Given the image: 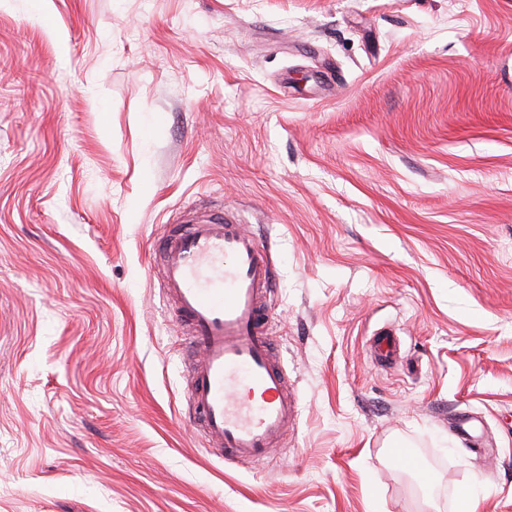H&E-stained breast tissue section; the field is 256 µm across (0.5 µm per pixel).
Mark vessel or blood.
Instances as JSON below:
<instances>
[{"instance_id": "1", "label": "vessel or blood", "mask_w": 512, "mask_h": 512, "mask_svg": "<svg viewBox=\"0 0 512 512\" xmlns=\"http://www.w3.org/2000/svg\"><path fill=\"white\" fill-rule=\"evenodd\" d=\"M161 281L193 359L190 420L225 462L266 459L299 415L265 322L275 285L268 251L223 213L197 215L166 241ZM400 358L391 335L376 337L378 365Z\"/></svg>"}]
</instances>
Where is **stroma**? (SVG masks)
I'll use <instances>...</instances> for the list:
<instances>
[{"label": "stroma", "instance_id": "stroma-1", "mask_svg": "<svg viewBox=\"0 0 512 512\" xmlns=\"http://www.w3.org/2000/svg\"><path fill=\"white\" fill-rule=\"evenodd\" d=\"M196 205L274 263L300 412L260 465L187 416L158 268ZM382 328L405 367L374 362ZM466 496L512 512V0H6L0 512Z\"/></svg>", "mask_w": 512, "mask_h": 512}]
</instances>
